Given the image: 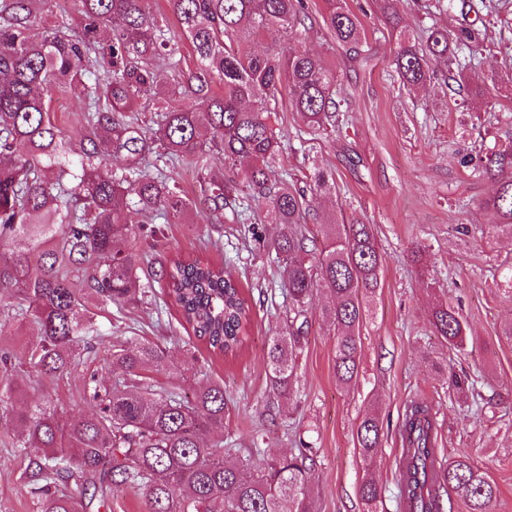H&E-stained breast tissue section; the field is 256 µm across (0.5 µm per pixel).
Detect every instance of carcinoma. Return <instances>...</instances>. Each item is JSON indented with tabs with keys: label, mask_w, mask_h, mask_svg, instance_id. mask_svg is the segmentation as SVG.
<instances>
[{
	"label": "carcinoma",
	"mask_w": 512,
	"mask_h": 512,
	"mask_svg": "<svg viewBox=\"0 0 512 512\" xmlns=\"http://www.w3.org/2000/svg\"><path fill=\"white\" fill-rule=\"evenodd\" d=\"M46 2L12 0L10 12L0 14V240L22 237L35 245L33 256L19 262L0 252V291H13L18 299L7 317L29 320L38 336L22 358L0 347V423L20 431L27 478L41 494L40 512H94L96 494L129 483L142 486L148 512H313L307 493L315 465L310 443L299 441L297 455L245 476L250 459L231 462L224 457V442L207 439L211 431L224 429L229 414L224 386L202 385L190 399L156 388L146 374L170 366L155 343L111 345L104 363L119 368L124 378L107 385L90 377L87 386L97 409L69 421L48 402H29L28 390L11 378L15 362L23 358L53 381L94 352L101 336L89 300L105 307L146 296L136 288L132 254L117 242L154 237L157 228L128 223L120 199L132 197L147 218L157 213L178 218L189 209L173 178L141 169L142 155L157 141L165 154L183 159L202 162L211 152L223 156L224 181L213 184L210 195L214 211L235 205L241 208L236 218L243 221L255 202L278 228L271 240L256 237L275 253L288 288L285 325L268 345L277 399L293 395L317 290L333 298L324 315L335 336L336 378L344 385L357 382L360 330L380 285L374 233L368 224L336 219L303 233L316 198L272 175L280 143L270 115L278 97L287 93L304 122L319 130L343 108L336 72L305 51L255 55L232 48L268 27L279 28L287 39L296 36L308 19L304 0H169L179 35L196 53L198 105L165 112L154 138L127 121L125 113L154 89L155 60L170 45L169 29L146 21L143 0H78L80 34L59 26L37 33L38 12ZM380 10L397 32L394 61L404 84H425L441 63L456 66L458 78L469 83V62L458 53L472 57L487 50L480 30L462 27L450 35L435 28L419 44L398 29L388 0ZM324 23L336 42L358 49L363 28L346 0H328ZM104 27L112 28V38L103 45L98 33ZM211 76L218 77L224 93L210 92ZM52 89L74 92L88 103V135L76 157L50 118ZM107 155L123 157V167H108ZM474 170L496 184L484 203L494 217L487 233L512 236V144L486 152ZM93 260L95 274L86 293L60 273L63 262L78 269ZM159 279L199 340L226 357L239 352L251 309L224 268L200 257H178L161 266ZM430 324L448 344L463 347V320L453 307L437 303ZM429 417V407L412 400L401 418L402 434L417 431L419 448L433 439ZM356 442L362 460L372 463L382 442L376 416L361 421ZM433 468L437 497L453 490L470 512H491L497 488L469 459ZM360 495L371 507L383 489L366 480Z\"/></svg>",
	"instance_id": "cac0c4a2"
}]
</instances>
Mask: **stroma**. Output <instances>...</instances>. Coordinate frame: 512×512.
<instances>
[{"label": "stroma", "mask_w": 512, "mask_h": 512, "mask_svg": "<svg viewBox=\"0 0 512 512\" xmlns=\"http://www.w3.org/2000/svg\"><path fill=\"white\" fill-rule=\"evenodd\" d=\"M499 16L487 20L485 37L492 49L472 57L473 75L485 78L478 111L466 112L457 97L436 77L419 88L404 86L393 64L395 39L372 0H346L365 38L355 61L327 31L326 0H305L311 23L293 40L274 27L254 35L243 48L266 53L276 48L301 49L323 56L340 79L346 112L336 130L310 136L287 98L276 107L280 157L275 172H288L298 186L309 187L314 169L332 174L334 186L324 197L325 212L339 211L348 224L371 225L381 249V280L369 319L362 329L361 374L343 387L336 379L334 338L317 294L308 311V333L298 359L296 392L278 412L267 370V349L286 320L288 302L281 292L277 265L260 248L259 237H273L272 224L248 229L215 216L205 202L208 179H220L224 164L208 168L195 162L167 161L160 150L146 152L142 168L177 180L191 207L184 219L162 223L160 238L126 242L150 298L111 305L97 319L105 341L147 340L169 358L194 367L182 373H159L162 386L192 395L212 381L223 385L230 408L224 445L254 462L295 453L298 440L315 450L316 466L308 496L314 512H367L359 489L367 479L383 487L376 512H402L396 482L398 441L395 426L406 402L427 404L435 419L437 457L460 456L484 472L498 487L492 512H512V237L483 234L491 217L481 207L494 184L463 167L466 155H481L512 139V0H495ZM424 0H394L401 27L417 42L431 26L457 29L461 23L486 19L482 0L453 4L450 12L427 18ZM176 68L159 67L158 92L140 98L139 118L155 127L161 107H196L186 93L170 96L175 84H187L197 69L190 42L177 39ZM51 120L64 131L71 150L85 134L87 106L72 92L48 97ZM421 248L414 262L413 248ZM200 256L228 266L251 306L249 338L233 358L214 353L185 326L176 307L158 284V261ZM457 309L466 325L464 349L450 347L430 325L435 303ZM101 355H90L71 372L49 381L31 365L15 371L36 402L50 401L67 415L94 410L85 391L93 373H103ZM466 374L475 394L456 393L450 373ZM487 404L485 417L475 418ZM383 424L382 450L366 467L356 446V428L365 415ZM28 460L15 444L14 432L0 424V512H39V499L24 472Z\"/></svg>", "instance_id": "obj_1"}]
</instances>
